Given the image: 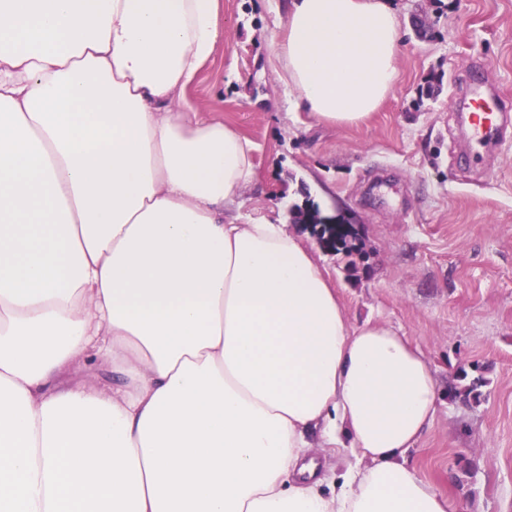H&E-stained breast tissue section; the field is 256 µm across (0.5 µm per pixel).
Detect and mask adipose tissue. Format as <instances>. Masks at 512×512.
<instances>
[{"label": "adipose tissue", "instance_id": "ef3b65f1", "mask_svg": "<svg viewBox=\"0 0 512 512\" xmlns=\"http://www.w3.org/2000/svg\"><path fill=\"white\" fill-rule=\"evenodd\" d=\"M218 0H0V512H450L408 452L440 392L307 242L230 214L253 143L188 98ZM391 0H288L295 104L394 88ZM99 364V386H65ZM348 448L334 490L312 456Z\"/></svg>", "mask_w": 512, "mask_h": 512}]
</instances>
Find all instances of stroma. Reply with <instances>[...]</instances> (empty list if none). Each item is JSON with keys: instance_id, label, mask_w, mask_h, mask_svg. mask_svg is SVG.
<instances>
[{"instance_id": "obj_1", "label": "stroma", "mask_w": 512, "mask_h": 512, "mask_svg": "<svg viewBox=\"0 0 512 512\" xmlns=\"http://www.w3.org/2000/svg\"><path fill=\"white\" fill-rule=\"evenodd\" d=\"M285 5L218 0L224 38L188 95L255 144L242 213L307 238L352 324L400 330L440 387L461 366L482 378L479 402L440 399L409 455L453 512H512V141L469 144L451 82L479 67L512 104V0H394L397 84L350 127L318 122L280 81L271 39ZM309 206L341 215L346 249L293 221Z\"/></svg>"}]
</instances>
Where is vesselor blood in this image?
<instances>
[{"label": "vessel or blood", "instance_id": "b4317fda", "mask_svg": "<svg viewBox=\"0 0 512 512\" xmlns=\"http://www.w3.org/2000/svg\"><path fill=\"white\" fill-rule=\"evenodd\" d=\"M465 120L473 143H498L512 132V112L499 95L488 93L484 82L466 84Z\"/></svg>", "mask_w": 512, "mask_h": 512}]
</instances>
